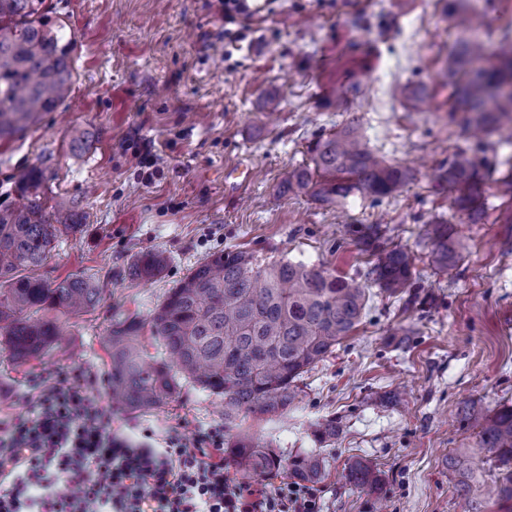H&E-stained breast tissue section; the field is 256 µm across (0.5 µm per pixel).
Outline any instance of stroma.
I'll return each instance as SVG.
<instances>
[{
	"instance_id": "stroma-1",
	"label": "stroma",
	"mask_w": 512,
	"mask_h": 512,
	"mask_svg": "<svg viewBox=\"0 0 512 512\" xmlns=\"http://www.w3.org/2000/svg\"><path fill=\"white\" fill-rule=\"evenodd\" d=\"M76 40L65 105L23 136L0 142V206L17 199L19 173L44 172L47 198L73 202L75 228L58 236L48 281L112 278L107 307L71 319L50 355L15 363L0 348V418L26 407L32 379L77 372L113 427L155 445L199 431L253 434L282 456L321 451L323 512H468L455 484L468 479L482 512H512L495 489L506 469L484 448L466 406H512V223L500 220L496 182L512 144H493L495 181L482 223L450 207L436 169L471 146L464 113H451L441 72L460 37L448 0H248L240 40L224 32L219 0H47ZM425 83L415 107L400 90ZM359 86L347 109L336 91ZM355 123L368 147L411 167L414 179L379 205L360 195L327 207L282 186L306 166L314 140ZM449 221L466 250L437 268L425 234ZM380 223L382 243L415 256L413 285L392 296L370 285L364 316L307 373L299 404L247 414L224 426V404L185 386L149 411L113 407L101 338L112 308L149 318L168 288L213 251L246 250L364 281L370 256L356 232ZM152 249L169 265L153 283L129 267ZM335 418V443L320 446L311 421ZM362 461L379 488L343 473Z\"/></svg>"
}]
</instances>
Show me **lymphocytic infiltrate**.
Listing matches in <instances>:
<instances>
[{"label": "lymphocytic infiltrate", "instance_id": "lymphocytic-infiltrate-1", "mask_svg": "<svg viewBox=\"0 0 512 512\" xmlns=\"http://www.w3.org/2000/svg\"><path fill=\"white\" fill-rule=\"evenodd\" d=\"M24 414L0 427V512H321L314 486L234 483L224 435L133 443L80 375L33 382Z\"/></svg>", "mask_w": 512, "mask_h": 512}]
</instances>
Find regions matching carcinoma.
<instances>
[{"mask_svg": "<svg viewBox=\"0 0 512 512\" xmlns=\"http://www.w3.org/2000/svg\"><path fill=\"white\" fill-rule=\"evenodd\" d=\"M454 25L465 34L448 57V82L455 109L470 114L477 149L459 150L437 179L448 186L457 212L471 222L484 216L480 168L487 166L482 135L491 131L512 143V33L494 48L479 37L484 14L455 0ZM75 38L49 16L46 0H0V141L11 139L55 111L73 90ZM313 167L288 170L290 192L313 190L321 201L335 203L358 193L379 203L412 181L414 172L373 152L357 126L350 124L310 147ZM43 173L24 172L18 181L19 203L0 207V345L20 363L45 356L66 322L49 317L56 311L78 317L101 308L107 283L73 274L49 283L42 274L60 228L52 213L68 214L71 202L42 192ZM433 262L451 267L465 250L447 223L431 224ZM369 236L375 261L367 279L390 295L410 285L413 257ZM169 257L146 252L130 275L150 282L162 274ZM369 299L365 284L301 262L263 263L246 251L217 250L168 289L145 322L112 310L105 342L110 357L107 385L112 403L148 411L189 384L224 398V424L242 414H282L301 399L299 382L312 367L347 338L360 323ZM150 327L161 357L148 352L144 329ZM467 416L480 428L484 447L493 450L508 473L500 497L512 501V406L489 412L470 408ZM336 419L310 425L319 444L336 440ZM231 462L245 475L284 470L315 483L326 471L321 454L311 451L283 459L248 433L231 444ZM351 483L378 485L377 471L361 462L348 470Z\"/></svg>", "mask_w": 512, "mask_h": 512, "instance_id": "1", "label": "carcinoma"}]
</instances>
